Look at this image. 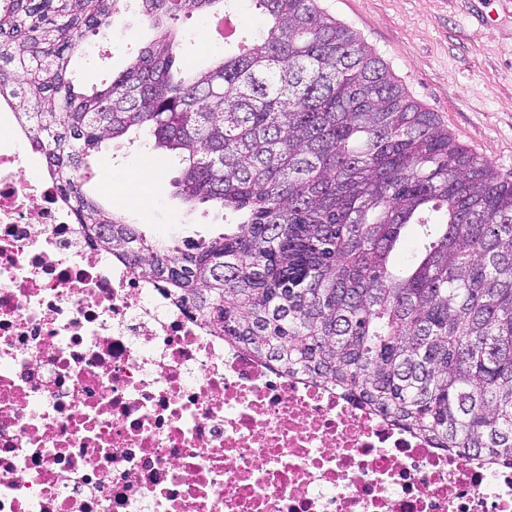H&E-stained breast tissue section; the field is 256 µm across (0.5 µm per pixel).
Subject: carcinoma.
<instances>
[{
  "label": "carcinoma",
  "instance_id": "cac0c4a2",
  "mask_svg": "<svg viewBox=\"0 0 512 512\" xmlns=\"http://www.w3.org/2000/svg\"><path fill=\"white\" fill-rule=\"evenodd\" d=\"M121 2L0 0V97L85 234L286 374L512 466V180L317 0H253L264 29L203 69L173 21L238 0H141L154 41L87 90L70 64ZM133 129L177 155L178 196L232 218L223 234L159 244L84 193L91 152Z\"/></svg>",
  "mask_w": 512,
  "mask_h": 512
}]
</instances>
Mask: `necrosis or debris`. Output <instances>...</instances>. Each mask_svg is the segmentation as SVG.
<instances>
[{
	"mask_svg": "<svg viewBox=\"0 0 512 512\" xmlns=\"http://www.w3.org/2000/svg\"><path fill=\"white\" fill-rule=\"evenodd\" d=\"M2 121L0 512H512V467L282 373L100 252Z\"/></svg>",
	"mask_w": 512,
	"mask_h": 512,
	"instance_id": "obj_1",
	"label": "necrosis or debris"
}]
</instances>
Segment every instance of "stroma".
<instances>
[{
  "instance_id": "stroma-1",
  "label": "stroma",
  "mask_w": 512,
  "mask_h": 512,
  "mask_svg": "<svg viewBox=\"0 0 512 512\" xmlns=\"http://www.w3.org/2000/svg\"><path fill=\"white\" fill-rule=\"evenodd\" d=\"M385 62L405 91L471 152L512 179V0H319ZM210 20L180 21L182 55L199 66L223 58L210 40ZM155 37L139 0H124L104 36L93 39L73 77L98 84L125 70L137 48ZM139 164L153 181L134 193L104 194L105 206L164 243L209 239L224 231V212L190 205L176 194L181 167L146 136L104 141L88 159L91 177Z\"/></svg>"
}]
</instances>
